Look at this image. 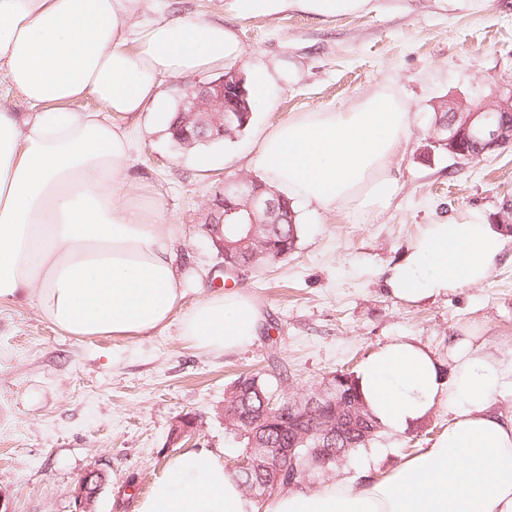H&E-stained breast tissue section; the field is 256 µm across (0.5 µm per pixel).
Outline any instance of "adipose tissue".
Segmentation results:
<instances>
[{
    "label": "adipose tissue",
    "instance_id": "1",
    "mask_svg": "<svg viewBox=\"0 0 512 512\" xmlns=\"http://www.w3.org/2000/svg\"><path fill=\"white\" fill-rule=\"evenodd\" d=\"M159 0H0V80L31 106L0 107V303L25 301L63 333L137 337L181 332L201 350L232 352L261 329L250 295H208L183 309L179 227L128 188L133 134L159 105L165 78L238 57L223 23L170 16ZM369 0H230L240 17L296 8L324 17ZM94 97L100 110L73 111ZM411 123L386 90L336 111L301 112L264 134L252 158L284 195L327 210L382 207L394 194L392 160ZM503 250L472 213L430 224L386 279L397 301L417 304L484 281ZM368 412L401 432L437 411L448 423L430 448L385 478H336L289 487L266 512H512V339L490 346L454 337L447 363L410 337L382 345L357 369ZM139 512H253L223 458L193 448L174 458Z\"/></svg>",
    "mask_w": 512,
    "mask_h": 512
}]
</instances>
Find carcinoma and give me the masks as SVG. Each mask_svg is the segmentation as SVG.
Instances as JSON below:
<instances>
[{
  "label": "carcinoma",
  "instance_id": "1",
  "mask_svg": "<svg viewBox=\"0 0 512 512\" xmlns=\"http://www.w3.org/2000/svg\"><path fill=\"white\" fill-rule=\"evenodd\" d=\"M193 129L192 142L183 146L193 150L205 141L212 140L210 119L197 114L189 121ZM251 236L243 245H237L239 237L232 234V227L224 225V264L248 271L255 266L275 263L288 257L298 241V224L293 219H283L276 214L264 218L258 224L247 225ZM269 368L272 373H242L232 383L224 397V427L228 433L242 439L243 448H290L296 452L289 465L280 474H273L267 462L259 459L250 470L235 469L232 476L256 502L270 499L282 489L297 486L325 472L323 464L308 452L316 447V440L323 419L332 421L336 428L332 439L336 448L335 460L329 469L341 465L359 448H368L380 436L381 426L367 412L359 399L355 372L335 371L338 406L323 400L309 407L316 396L311 390L300 395L288 393V370L278 356L276 343L269 346ZM281 398L282 406L293 405L296 410L265 419L267 400L271 395Z\"/></svg>",
  "mask_w": 512,
  "mask_h": 512
}]
</instances>
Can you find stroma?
<instances>
[{"instance_id":"1","label":"stroma","mask_w":512,"mask_h":512,"mask_svg":"<svg viewBox=\"0 0 512 512\" xmlns=\"http://www.w3.org/2000/svg\"><path fill=\"white\" fill-rule=\"evenodd\" d=\"M224 2L162 0L161 7L236 33L243 53L233 69L264 79L251 124L187 152L145 118L128 173L135 192L180 227L183 309L223 281L204 225L225 179L259 177L249 160L271 124L390 89L413 114L393 159L397 194L365 214L295 204L293 253L238 284L261 307L266 330L233 353L190 347L175 323L141 338L77 339L32 304H1L0 512H72L74 487L92 470L104 476L95 512H138L187 448L212 449L232 464L242 445L224 430V392L239 373L267 370L270 345L299 392L334 371L357 370L399 336L414 337L443 362L463 331L492 343L512 336V227L501 221L512 200V149L468 164L424 150L442 100L475 103L512 81V0H369L333 18L298 10L243 18ZM473 212L505 237L488 278L418 305L392 298L387 274L421 228ZM185 416L196 429L172 441L173 423Z\"/></svg>"}]
</instances>
